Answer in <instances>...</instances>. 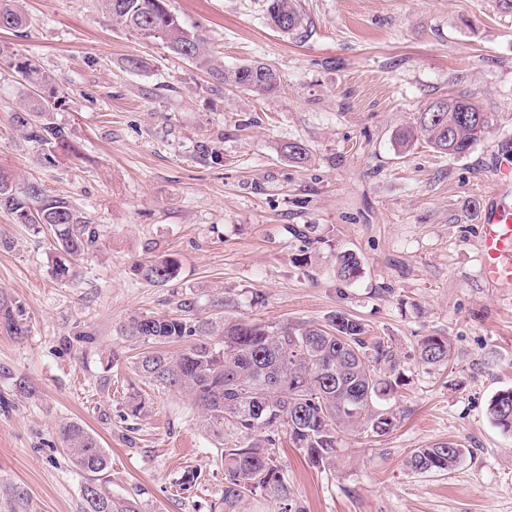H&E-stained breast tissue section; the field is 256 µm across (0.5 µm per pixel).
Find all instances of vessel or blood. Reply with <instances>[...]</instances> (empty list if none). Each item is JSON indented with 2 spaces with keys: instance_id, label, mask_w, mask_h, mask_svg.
<instances>
[{
  "instance_id": "b4317fda",
  "label": "vessel or blood",
  "mask_w": 512,
  "mask_h": 512,
  "mask_svg": "<svg viewBox=\"0 0 512 512\" xmlns=\"http://www.w3.org/2000/svg\"><path fill=\"white\" fill-rule=\"evenodd\" d=\"M480 251L488 282H512V208L500 204L482 220Z\"/></svg>"
}]
</instances>
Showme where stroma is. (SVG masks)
Returning a JSON list of instances; mask_svg holds the SVG:
<instances>
[{
	"label": "stroma",
	"instance_id": "1",
	"mask_svg": "<svg viewBox=\"0 0 512 512\" xmlns=\"http://www.w3.org/2000/svg\"><path fill=\"white\" fill-rule=\"evenodd\" d=\"M30 25L0 32V166L67 198L98 224L96 255L78 276L49 273L52 238L0 211V294L22 306L31 332H0V512H83L85 475L59 439L68 421L95 432L113 494L141 512H224L217 433L185 398L142 383L139 344L122 335L135 315L269 324L324 322L342 310L391 339L406 383L395 429L344 436L333 465L311 466L281 444L277 464L301 512H512V435L488 405L512 389V284L489 287L479 260L481 219L496 161L512 156V10L498 0H298L303 26L286 35L267 0H168L209 39L225 68L272 65L280 90L255 97L213 84L191 62L116 25L97 0H20ZM37 60L63 101L54 113L79 158L42 162L13 115L23 90L9 56ZM144 61L128 67V58ZM473 94L494 115L465 157L425 140L400 152L394 135L428 102ZM299 140L305 165L281 155ZM292 224L320 243L301 267ZM356 253L361 275H336ZM175 255L179 277L160 286L132 264ZM91 342L78 341V332ZM448 337V368L413 358L418 339ZM29 390L21 392L17 384ZM147 409L127 414L134 393ZM454 441L452 473L419 475L413 449ZM199 479L185 490L183 474ZM361 274V262L356 254L345 251L336 257V275L340 280L351 282Z\"/></svg>",
	"mask_w": 512,
	"mask_h": 512
}]
</instances>
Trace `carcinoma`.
<instances>
[{
	"instance_id": "carcinoma-1",
	"label": "carcinoma",
	"mask_w": 512,
	"mask_h": 512,
	"mask_svg": "<svg viewBox=\"0 0 512 512\" xmlns=\"http://www.w3.org/2000/svg\"><path fill=\"white\" fill-rule=\"evenodd\" d=\"M17 0H0V31L15 32L29 23ZM112 20L132 34L155 41L168 52L205 70L218 84H229L252 94L269 95L280 85L270 65L250 61L224 68L210 49L207 37L187 28L172 13L166 0H98ZM268 15L276 28L292 34L303 26L297 0H268ZM11 66L27 92L14 114L16 127L27 142L42 150L48 164L64 152L79 158L65 127L51 120L56 92L43 93L52 77L28 57H16ZM493 124L487 112L469 93L430 102L418 113L415 125L396 133L405 152L419 138L438 153L462 158L485 137ZM288 159L301 166L309 152L300 141L282 147ZM0 210L15 224H41L53 240L51 276L69 282L78 276L80 262L99 249L98 225L69 200L52 196L37 181L19 183L0 167ZM303 243L297 262L308 265L309 249L321 241L315 226L292 228ZM180 262L171 254L147 257L133 264V272L156 285H166L178 274ZM361 274L356 254L336 257V276L346 282ZM174 316H134L124 324L125 336L143 343L180 347L173 354L148 350L135 362L141 381L188 398L191 409L210 426L229 425L239 440L224 443V508L234 507L257 490L285 503L292 512L291 489L275 464L280 440L304 451L313 465L336 457L339 435L382 437L396 426L392 402L404 385L402 360L396 347L381 336L368 334L366 324L345 311H336L322 324H278L243 319H198L177 304ZM0 329L23 337L30 325L12 299L0 296ZM453 355L446 336L421 337L413 358L431 368L448 367ZM491 421L512 434V389L499 392L490 402ZM60 438L75 468L87 475L82 489L84 512H139L133 499L112 496L105 480L108 455L98 437L77 421L60 429ZM466 449L456 442L415 448L406 460L416 474L450 472L463 460Z\"/></svg>"
}]
</instances>
